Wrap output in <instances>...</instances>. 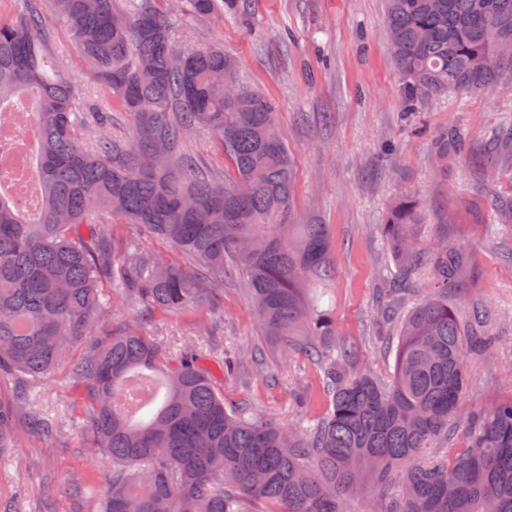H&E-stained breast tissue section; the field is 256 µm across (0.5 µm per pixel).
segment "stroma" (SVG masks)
I'll return each mask as SVG.
<instances>
[{
    "instance_id": "stroma-1",
    "label": "stroma",
    "mask_w": 512,
    "mask_h": 512,
    "mask_svg": "<svg viewBox=\"0 0 512 512\" xmlns=\"http://www.w3.org/2000/svg\"><path fill=\"white\" fill-rule=\"evenodd\" d=\"M235 11L204 19L176 17V45L223 48L238 63L241 87L277 105V120L294 162V221L328 225L336 277L324 289L336 335L357 342L358 367L381 378L393 371L395 350L379 339L376 298L394 267L381 235L400 198L418 201L419 242L439 235L460 245L467 268L460 318L488 310L483 326L493 354L468 358V386L455 422L512 396V224L497 215L512 200V84L471 95H426L415 108L404 97L385 27L386 0H238ZM51 60L79 89L80 106L111 105L110 133L129 137L120 103H108L92 68L64 24L46 14ZM135 325L163 337L172 350L189 345L216 358L258 350L262 361L215 383L226 405L285 427L325 414L329 399L318 365L301 352L281 359L264 338L244 274L202 307L173 314L128 307L97 320L94 340ZM25 401L15 416L20 441L0 453V512H90L104 500L111 464L86 416V392L66 365L45 378H0V399ZM52 419L48 438L28 426L29 411Z\"/></svg>"
}]
</instances>
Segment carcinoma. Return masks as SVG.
I'll return each mask as SVG.
<instances>
[{
	"mask_svg": "<svg viewBox=\"0 0 512 512\" xmlns=\"http://www.w3.org/2000/svg\"><path fill=\"white\" fill-rule=\"evenodd\" d=\"M0 19V114L33 113L40 129L35 211L0 191V375L41 378L74 344L87 355L72 374L87 388L99 447L112 465L96 512H344L370 495L371 512H512V396L471 418L461 446L453 420L468 384L466 359L494 342L485 311L464 323L448 302L466 268L441 235L417 239L414 204L381 225L395 272L380 318L400 323L391 379L355 369L356 346L336 343L333 312L311 287L335 266L327 225L292 223L293 162L275 104L242 88L236 61L217 46L178 48L171 17L204 18L236 0H22ZM60 17L98 86L117 99L133 134L107 111L81 112L74 85L46 51L43 15ZM386 29L408 80L423 92L483 91L512 77V0H388ZM208 134L230 173L203 171L189 139ZM112 213L114 222L97 219ZM134 224L189 257L181 266L117 232ZM431 294L405 306L416 271ZM249 280L263 336L286 358L304 351L329 396L324 417L297 431L230 410L194 348L176 356L136 326L88 344L103 312L130 304L176 313L224 287L231 268ZM20 400H0V452L14 448Z\"/></svg>",
	"mask_w": 512,
	"mask_h": 512,
	"instance_id": "1",
	"label": "carcinoma"
}]
</instances>
